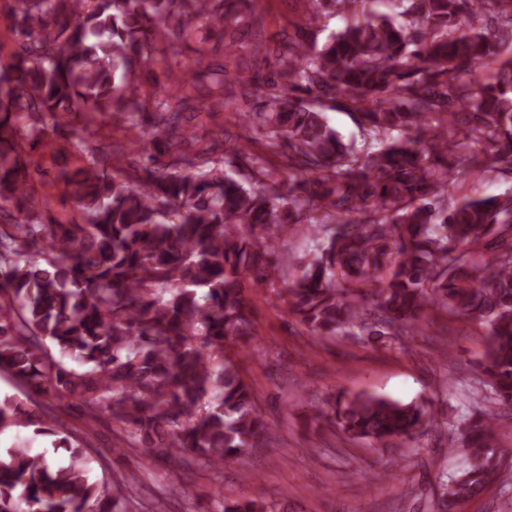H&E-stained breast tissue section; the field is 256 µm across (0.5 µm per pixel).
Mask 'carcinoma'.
<instances>
[{
	"instance_id": "obj_1",
	"label": "carcinoma",
	"mask_w": 512,
	"mask_h": 512,
	"mask_svg": "<svg viewBox=\"0 0 512 512\" xmlns=\"http://www.w3.org/2000/svg\"><path fill=\"white\" fill-rule=\"evenodd\" d=\"M309 2L346 12L364 0ZM231 3L15 0L20 51L0 76V369L26 392L0 395V433L52 436L68 462L0 453V512H137V473L91 475L88 437L103 414L112 447L146 466L166 458L186 483L267 447L271 429L239 371L255 333L245 283L264 288L288 267L274 243L299 224L317 248L279 299L315 338L399 342L435 303L485 328L483 395L449 426L467 459L439 486L449 512L503 473L489 435L491 405H512V194L450 207L448 192L512 164V59L474 24L478 6L512 38V0H392L397 14L364 11L320 48L302 27L284 37L272 91L251 113L288 149L283 175L245 144L226 151L188 131L192 86L140 98L136 64L178 61L186 30L224 20ZM489 64V81H473ZM338 109L357 114L368 147L342 143L324 117ZM92 117L108 131L95 144L84 136ZM118 120L136 130L143 179L106 165L125 153L110 134ZM59 133L82 156L58 173L81 215L71 224L50 219L36 189L33 152ZM72 412L84 429L63 423ZM329 420L386 447L430 413L340 395ZM219 512L275 508L242 497Z\"/></svg>"
}]
</instances>
